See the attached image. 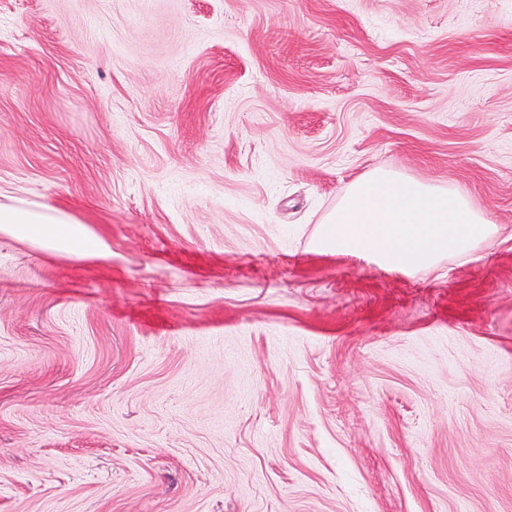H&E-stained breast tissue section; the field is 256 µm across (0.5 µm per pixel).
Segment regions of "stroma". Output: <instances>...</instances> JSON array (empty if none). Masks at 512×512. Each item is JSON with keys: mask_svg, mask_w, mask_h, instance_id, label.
<instances>
[{"mask_svg": "<svg viewBox=\"0 0 512 512\" xmlns=\"http://www.w3.org/2000/svg\"><path fill=\"white\" fill-rule=\"evenodd\" d=\"M384 167L502 228L317 252ZM0 512H512V0H0ZM3 198L6 201L0 200V232L32 235L34 241L52 242L84 259L110 258L107 247L87 236L70 214L16 197Z\"/></svg>", "mask_w": 512, "mask_h": 512, "instance_id": "obj_1", "label": "stroma"}]
</instances>
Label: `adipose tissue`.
I'll use <instances>...</instances> for the list:
<instances>
[{"instance_id":"1","label":"adipose tissue","mask_w":512,"mask_h":512,"mask_svg":"<svg viewBox=\"0 0 512 512\" xmlns=\"http://www.w3.org/2000/svg\"><path fill=\"white\" fill-rule=\"evenodd\" d=\"M0 232L51 242L84 259L110 257L107 247L99 239L87 236L70 214L16 197L0 201Z\"/></svg>"}]
</instances>
